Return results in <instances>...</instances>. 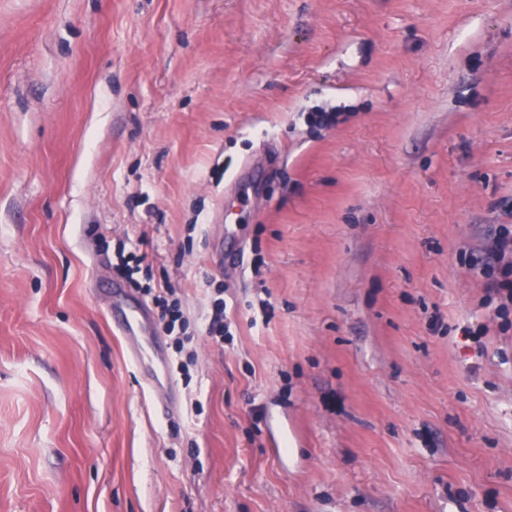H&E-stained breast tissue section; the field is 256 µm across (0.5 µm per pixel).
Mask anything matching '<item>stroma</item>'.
<instances>
[{
	"mask_svg": "<svg viewBox=\"0 0 512 512\" xmlns=\"http://www.w3.org/2000/svg\"><path fill=\"white\" fill-rule=\"evenodd\" d=\"M500 224L512 0H0V512H512ZM474 265L486 279L488 299L501 326H512V225L500 224L486 248L484 256ZM154 299L156 305H160V319L164 330L170 335L175 331L186 333L187 328L179 302L172 301V303H169L165 298L162 299L160 295L154 296ZM150 314L145 306H138L131 316L123 315L115 320V326L129 349L132 360L142 373L143 379L151 384H158L160 375L165 374V366L156 352L152 356L144 349L141 338L144 325L150 321Z\"/></svg>",
	"mask_w": 512,
	"mask_h": 512,
	"instance_id": "obj_1",
	"label": "stroma"
}]
</instances>
